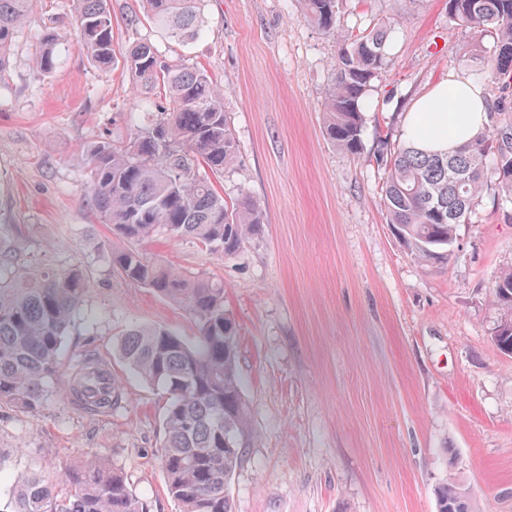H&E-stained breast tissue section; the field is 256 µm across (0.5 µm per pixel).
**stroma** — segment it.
<instances>
[{"instance_id":"stroma-1","label":"stroma","mask_w":512,"mask_h":512,"mask_svg":"<svg viewBox=\"0 0 512 512\" xmlns=\"http://www.w3.org/2000/svg\"><path fill=\"white\" fill-rule=\"evenodd\" d=\"M112 3L116 55L147 39L222 86L237 160L216 187L230 203L248 195L263 217L229 258L187 239L140 246L224 282L257 431L227 488L232 512H437L435 488L449 478L482 512H512V356L491 339L494 280L512 268V203L486 191L449 259L421 264L386 222L385 167L374 154L381 139L401 142L411 101L449 72L471 73L489 39L455 29L446 0H340L344 32L395 20L364 114V151L353 156L324 131L339 43L304 18L301 0H204L203 32L187 46L161 34L138 0ZM71 10V0H38L0 77V234L32 262L88 271L66 349L94 338L122 373L113 346L130 325H161L188 341L198 331L105 258L121 241L84 195L86 149L125 140L154 98L70 40L53 75L36 72L43 28L66 23ZM71 374L62 363L38 412L0 411L7 472L34 465L52 481L96 456L122 469L151 512H179L166 490L157 390L124 375L118 407L87 415L69 400Z\"/></svg>"}]
</instances>
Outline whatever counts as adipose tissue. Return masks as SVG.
I'll return each mask as SVG.
<instances>
[{"label":"adipose tissue","instance_id":"ef3b65f1","mask_svg":"<svg viewBox=\"0 0 512 512\" xmlns=\"http://www.w3.org/2000/svg\"><path fill=\"white\" fill-rule=\"evenodd\" d=\"M488 121L482 87L452 72L412 104L403 119L402 138L419 150L443 153L471 142Z\"/></svg>","mask_w":512,"mask_h":512}]
</instances>
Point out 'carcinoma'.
<instances>
[{
    "instance_id": "1",
    "label": "carcinoma",
    "mask_w": 512,
    "mask_h": 512,
    "mask_svg": "<svg viewBox=\"0 0 512 512\" xmlns=\"http://www.w3.org/2000/svg\"><path fill=\"white\" fill-rule=\"evenodd\" d=\"M305 18L345 43L325 104V134L358 156L363 151V112L386 67L391 24L359 35L339 31V0H303ZM76 43L101 69L114 66L112 0H72ZM36 0H0V73ZM162 34L190 43L203 30L202 0H142ZM448 19L461 30L492 39L490 55L471 74L473 82L498 85L489 100L490 124L454 153L424 154L407 144L379 141L385 160L382 199L388 223L421 262L448 256L456 226L470 219L485 189L497 187L512 203V0H447ZM63 30L44 29L35 66L45 76L59 64ZM123 67L156 96V115L128 140H102L87 150L85 196L112 234L127 246L108 262L135 287L149 288L183 310L198 336L188 342L163 326H133L117 353L126 369L165 399L162 463L168 494L179 512H232L226 490L242 449L255 437L238 371V329L224 307V283L175 265L152 261L136 245L157 236L190 238L221 257L236 255L259 231L261 213L243 195L228 204L213 178L236 161V144L223 90L198 66L170 60L148 42L135 44ZM89 282L78 268L56 272L21 263L0 239V409L38 411L54 384L65 338ZM501 310L492 340L512 355V268L494 281ZM70 389L82 390L98 355L72 353ZM56 491L36 469L13 476L4 512H150L122 470L94 456L65 469ZM437 512H471L469 495L455 481L436 491Z\"/></svg>"
}]
</instances>
